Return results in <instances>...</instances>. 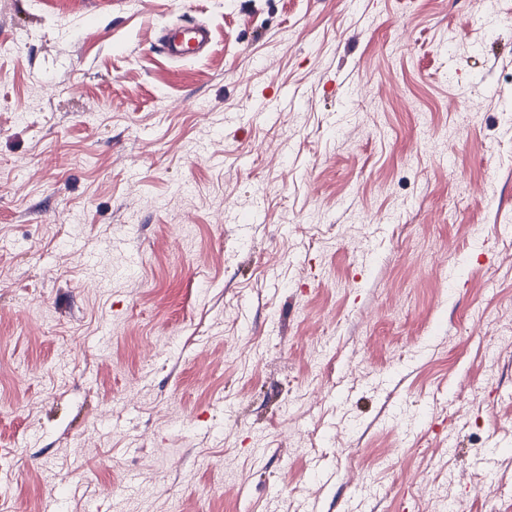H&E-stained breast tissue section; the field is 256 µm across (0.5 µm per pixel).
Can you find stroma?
Segmentation results:
<instances>
[{"label": "stroma", "instance_id": "stroma-1", "mask_svg": "<svg viewBox=\"0 0 512 512\" xmlns=\"http://www.w3.org/2000/svg\"><path fill=\"white\" fill-rule=\"evenodd\" d=\"M54 496L512 512V0H0V512ZM214 42L213 30L203 23L164 28L155 47L174 61H188L200 57Z\"/></svg>", "mask_w": 512, "mask_h": 512}]
</instances>
